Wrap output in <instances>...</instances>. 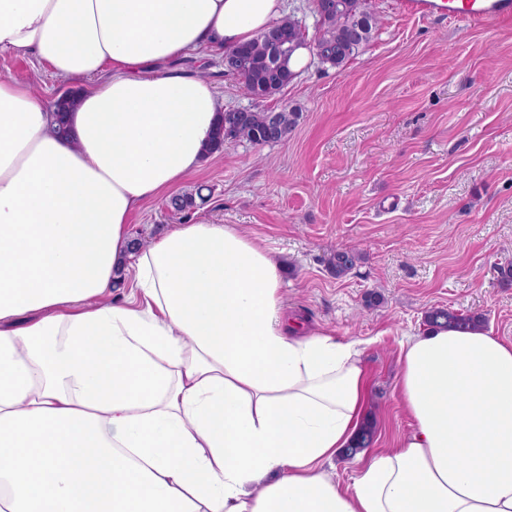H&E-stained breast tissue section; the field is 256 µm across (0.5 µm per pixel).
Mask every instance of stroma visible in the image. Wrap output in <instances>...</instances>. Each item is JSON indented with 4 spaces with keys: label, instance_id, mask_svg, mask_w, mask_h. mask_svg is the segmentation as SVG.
Here are the masks:
<instances>
[{
    "label": "stroma",
    "instance_id": "35a3bbf8",
    "mask_svg": "<svg viewBox=\"0 0 512 512\" xmlns=\"http://www.w3.org/2000/svg\"><path fill=\"white\" fill-rule=\"evenodd\" d=\"M371 42L336 69L308 63L263 108L287 104L302 119L279 143L226 146L177 185L203 188L190 214L159 198L139 211L131 237L150 245L189 222L235 224L280 258L284 299L314 329L365 343L370 408L380 447L411 422L396 395L398 352L444 306L477 312L512 341V20L474 23L405 15L373 0ZM178 68L204 74L228 107L250 108L223 63L200 52ZM53 100L73 90L31 57L0 56V78ZM365 259L345 277L330 252ZM377 293L380 305L365 299Z\"/></svg>",
    "mask_w": 512,
    "mask_h": 512
}]
</instances>
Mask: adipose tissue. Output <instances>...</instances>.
<instances>
[{
  "label": "adipose tissue",
  "mask_w": 512,
  "mask_h": 512,
  "mask_svg": "<svg viewBox=\"0 0 512 512\" xmlns=\"http://www.w3.org/2000/svg\"><path fill=\"white\" fill-rule=\"evenodd\" d=\"M284 10L0 0V55L79 83L64 138L0 79V512H512V341L406 337L412 427L344 485L325 465L367 423L361 349L289 316L279 262L236 225L130 247L132 215L200 170L224 109L174 61L222 57Z\"/></svg>",
  "instance_id": "ef3b65f1"
}]
</instances>
